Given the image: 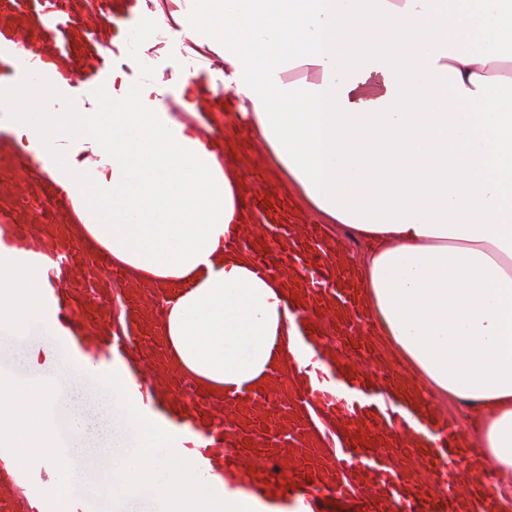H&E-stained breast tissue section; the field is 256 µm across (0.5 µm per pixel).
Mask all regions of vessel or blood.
Instances as JSON below:
<instances>
[{
  "label": "vessel or blood",
  "mask_w": 512,
  "mask_h": 512,
  "mask_svg": "<svg viewBox=\"0 0 512 512\" xmlns=\"http://www.w3.org/2000/svg\"><path fill=\"white\" fill-rule=\"evenodd\" d=\"M143 14L139 0H0V88L34 71L65 102L100 103ZM152 54L161 82L192 66L161 36ZM223 96L198 86L196 111H216ZM55 169L54 153L0 129V276L20 266L38 284L36 324L61 360L58 377L86 369L133 406L119 465L140 459L151 430L162 435L154 481L163 461L185 459L216 499L244 493L254 512H499L478 441L460 447L458 423L375 352L349 266L321 227L284 220L276 197L243 196L259 226L226 242L285 281L295 353L226 397L173 361L163 332L171 289L141 283L84 238ZM17 458L0 442V512H58L46 475L64 470L63 457Z\"/></svg>",
  "instance_id": "1"
}]
</instances>
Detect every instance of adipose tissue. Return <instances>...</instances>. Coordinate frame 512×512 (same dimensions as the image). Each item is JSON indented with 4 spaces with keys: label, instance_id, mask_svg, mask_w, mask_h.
<instances>
[{
    "label": "adipose tissue",
    "instance_id": "1",
    "mask_svg": "<svg viewBox=\"0 0 512 512\" xmlns=\"http://www.w3.org/2000/svg\"><path fill=\"white\" fill-rule=\"evenodd\" d=\"M204 34L224 62V105L264 146L201 139L191 98L154 108L152 89L106 91L104 108L37 112L43 82L12 88L11 126L55 151L87 232L113 258L162 281L193 280L168 301L165 331L185 368L232 394L288 360L283 281L228 249L244 177L292 189L323 223L368 251L353 265L377 350L431 399L464 405L483 453L512 471V0H197L156 10ZM383 78L362 100L358 87ZM25 272L0 288V329L30 326ZM30 406L0 407V438L21 456L48 446ZM152 485L140 462L101 482L157 488L168 512H251L217 502L187 461Z\"/></svg>",
    "mask_w": 512,
    "mask_h": 512
}]
</instances>
